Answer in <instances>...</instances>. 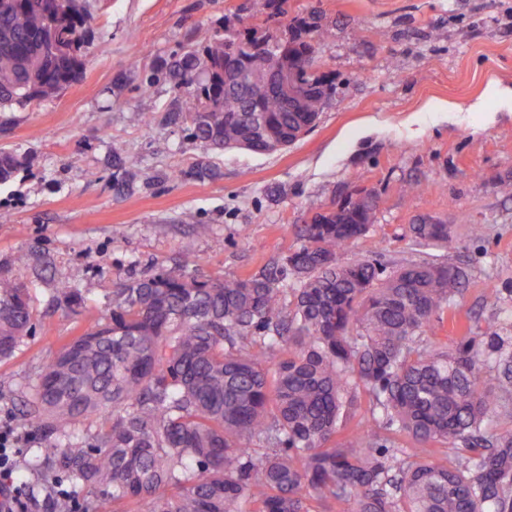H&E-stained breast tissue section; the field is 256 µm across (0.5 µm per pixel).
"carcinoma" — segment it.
Segmentation results:
<instances>
[{
    "label": "carcinoma",
    "instance_id": "obj_1",
    "mask_svg": "<svg viewBox=\"0 0 512 512\" xmlns=\"http://www.w3.org/2000/svg\"><path fill=\"white\" fill-rule=\"evenodd\" d=\"M93 20L88 0H0V109L74 82ZM287 29L277 54L333 89L315 48L329 30ZM270 44L252 29H201L166 64L203 149L265 154L319 119L225 84L224 70L247 69ZM22 165L0 149V185ZM322 220L256 274L203 280L187 254L176 270L157 263L115 284L112 311L61 345L24 402L36 448L23 483L59 488L46 512H512V323L469 319L441 344L435 328L466 272L343 262L375 208L350 200ZM410 234L420 247L457 245L446 224ZM32 332L28 289L1 275L0 361ZM361 393L369 415L338 442ZM83 418L95 428H65ZM438 446L450 449L443 463Z\"/></svg>",
    "mask_w": 512,
    "mask_h": 512
}]
</instances>
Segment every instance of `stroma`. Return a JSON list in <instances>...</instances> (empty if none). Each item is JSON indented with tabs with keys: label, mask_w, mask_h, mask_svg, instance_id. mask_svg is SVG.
<instances>
[{
	"label": "stroma",
	"mask_w": 512,
	"mask_h": 512,
	"mask_svg": "<svg viewBox=\"0 0 512 512\" xmlns=\"http://www.w3.org/2000/svg\"><path fill=\"white\" fill-rule=\"evenodd\" d=\"M93 9L79 78L0 112V148L25 158L0 186V273L28 287L36 318L35 336L0 361V427L28 438L23 401L40 366L111 311L115 282L186 252L202 279L253 274L299 247L298 225L364 192L376 220L350 256L466 266L458 317L512 322V297L487 289L512 288V98L493 92L512 89V0H288L289 17L329 29L317 57L336 91L311 132L271 154L194 143L169 119L182 93L161 68L200 28L278 33L268 0ZM116 140L136 167L115 161ZM407 181L418 196L401 194ZM425 218L449 225L457 249H414L407 229ZM466 224L482 237H463ZM65 281L81 306L58 296Z\"/></svg>",
	"instance_id": "1"
}]
</instances>
